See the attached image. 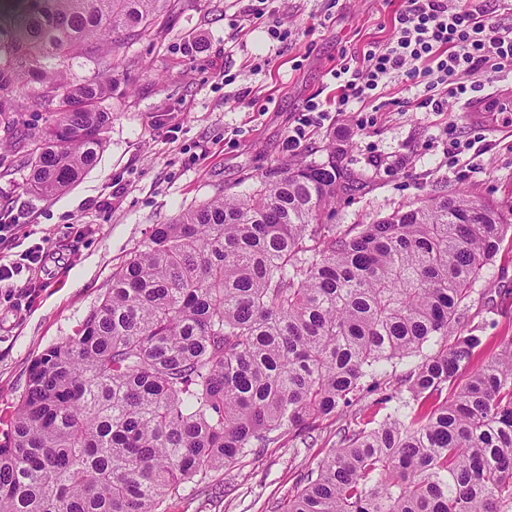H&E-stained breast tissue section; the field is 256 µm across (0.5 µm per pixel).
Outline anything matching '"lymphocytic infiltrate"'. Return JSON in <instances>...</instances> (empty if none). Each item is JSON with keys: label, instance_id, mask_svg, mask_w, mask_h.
Wrapping results in <instances>:
<instances>
[{"label": "lymphocytic infiltrate", "instance_id": "1", "mask_svg": "<svg viewBox=\"0 0 512 512\" xmlns=\"http://www.w3.org/2000/svg\"><path fill=\"white\" fill-rule=\"evenodd\" d=\"M395 30L388 43L343 58L334 73L341 88L337 111H345L354 100L374 99L389 83L420 79L425 90L418 107L441 112L450 100L480 88L483 79L512 72V25L494 21L485 10L453 7L449 0H405ZM45 261L44 249L37 245L18 262L0 264L1 294L14 307H21L38 288L31 278L17 283V276Z\"/></svg>", "mask_w": 512, "mask_h": 512}]
</instances>
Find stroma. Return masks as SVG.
<instances>
[{"label":"stroma","instance_id":"stroma-1","mask_svg":"<svg viewBox=\"0 0 512 512\" xmlns=\"http://www.w3.org/2000/svg\"><path fill=\"white\" fill-rule=\"evenodd\" d=\"M248 3L178 0L160 34L119 48L131 86L102 103L112 120L97 166L59 195L40 197L27 186L25 158L48 109L0 122V218L24 225L0 243V263L36 244L49 254L26 305L0 298V443L32 362L100 304L113 271L155 225L218 191L247 190L252 178L286 163L323 162L333 143L367 183L337 202V224H367L441 190L512 205V125L501 111L512 106V78H494L442 112L416 108L422 87L401 81L381 90L376 111L338 112L333 69L389 41L402 0H269L262 17L245 23ZM311 98L324 119L289 152L287 138ZM452 136L488 150L451 165ZM467 304L468 316L493 321L496 341L512 339V232ZM336 427L329 417L308 438L283 435L169 492L163 510L281 512L335 446Z\"/></svg>","mask_w":512,"mask_h":512}]
</instances>
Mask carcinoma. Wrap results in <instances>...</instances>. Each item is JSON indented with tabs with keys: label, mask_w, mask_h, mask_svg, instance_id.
Returning a JSON list of instances; mask_svg holds the SVG:
<instances>
[{
	"label": "carcinoma",
	"mask_w": 512,
	"mask_h": 512,
	"mask_svg": "<svg viewBox=\"0 0 512 512\" xmlns=\"http://www.w3.org/2000/svg\"><path fill=\"white\" fill-rule=\"evenodd\" d=\"M172 0H23L0 65V115L54 107L27 185L56 195L92 169L126 82L116 49L155 35ZM87 58L74 83L47 67ZM365 183L331 147L248 191L157 224L101 303L30 367L0 445V512H163L166 495L285 433L373 398L336 429L286 512H512V339L462 302L512 225L466 190L327 224ZM412 363L396 375L397 364Z\"/></svg>",
	"instance_id": "obj_1"
}]
</instances>
